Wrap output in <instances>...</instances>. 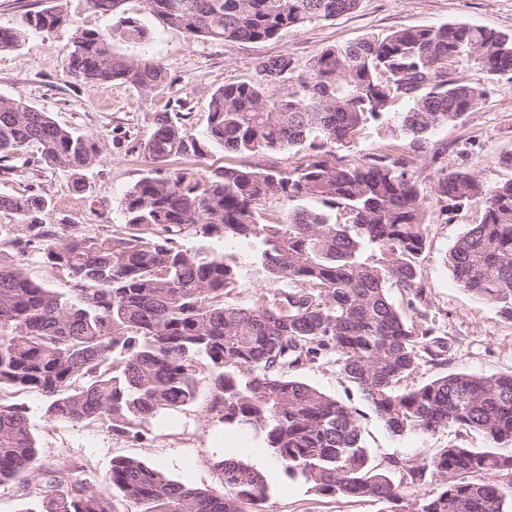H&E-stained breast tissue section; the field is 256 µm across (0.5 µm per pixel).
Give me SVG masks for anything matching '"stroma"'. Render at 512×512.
Returning a JSON list of instances; mask_svg holds the SVG:
<instances>
[{
    "instance_id": "1",
    "label": "stroma",
    "mask_w": 512,
    "mask_h": 512,
    "mask_svg": "<svg viewBox=\"0 0 512 512\" xmlns=\"http://www.w3.org/2000/svg\"><path fill=\"white\" fill-rule=\"evenodd\" d=\"M58 1L69 24L51 32H27L18 47L0 51V94L48 112L57 123L76 133L99 139L103 153L86 176L85 190L78 191L68 172L37 165V152L28 151L27 173L0 172V196L41 193L51 201L43 215L45 224H71L85 236H106L123 226L126 191L157 168L141 144L150 132L153 112L167 101L183 102L182 122L200 137L206 129L211 91L229 81L256 78L255 66L260 59L285 55L302 72L328 47L399 28L466 22L512 32V0H359L353 12L312 20L269 41L218 45L190 40L182 30L160 25L145 0H124L120 9L110 14L88 10L84 0ZM125 19L140 25L148 41L142 47L121 43L117 49L126 54L145 50L160 61L173 80L162 94L147 97L126 84L79 81L67 72V54L76 28L107 34ZM453 77L484 85L486 95L461 121L438 128L412 166L426 207L427 246L418 260L426 300L411 308L403 290L393 286L389 293L416 328L428 325L436 335L447 338L451 346L448 371L508 376L512 374V317L465 291L446 263V255L459 236L480 221L481 205L472 203L448 218L441 215L428 161L432 153L440 151L448 163L471 169L486 184L512 180V166L500 160L503 153L512 150V78L487 81L470 63L460 64ZM308 160L303 149L258 157L228 153L213 143L203 156L175 157L166 167L187 168L202 175L220 166L258 164L289 171ZM290 374L362 410V434L376 462L383 464L392 457L420 460L452 442L469 448L486 445L477 433L452 429L426 436H391L336 363H304L293 367ZM19 400L29 410L43 466L69 468L77 479L100 490L106 486L113 458L132 455L163 467L177 481L219 495L234 494L211 462L229 449L248 447L249 442L225 430L216 417L198 411L178 412L153 420L143 437H120L103 425L47 421L43 416L45 399L40 394L24 393ZM251 460L265 469L271 487L262 512H386L377 501L311 491L302 480L286 477L264 449H254Z\"/></svg>"
}]
</instances>
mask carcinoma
<instances>
[{
  "instance_id": "1",
  "label": "carcinoma",
  "mask_w": 512,
  "mask_h": 512,
  "mask_svg": "<svg viewBox=\"0 0 512 512\" xmlns=\"http://www.w3.org/2000/svg\"><path fill=\"white\" fill-rule=\"evenodd\" d=\"M114 13L123 0H85ZM150 14L193 39L259 42L314 19L354 10L358 0H146ZM67 22L57 6L25 14V25L52 31ZM145 43L127 21L107 36L76 31L68 72L76 80L129 84L144 95L171 84L164 65L114 52L115 42ZM474 61L488 79L512 77V33L465 22L408 27L323 50L307 73L288 56L259 61V78L210 94L204 139L153 113L142 143L152 160L201 155L208 143L248 155L303 147L311 160L292 171L225 166L200 177L159 169L125 193L124 230L106 238L50 229V205L33 192L0 196L28 235L0 225V242L25 256L40 252L66 274L65 293L33 282L22 261L0 254V485L18 481L39 512H114L110 494L66 468L43 471L27 407L2 394L37 392L49 421L102 424L124 436L162 414L200 407L253 439L290 478L328 496L371 499L388 512H509L512 509V376L457 371L409 386L423 367L448 363V342L405 320L388 288L424 303L417 260L426 247L423 197L411 173L435 129L459 121L484 96L451 78ZM288 85V92L275 89ZM399 100L404 112L393 111ZM370 123L386 136L352 162L336 157ZM30 148L38 162L70 172L77 189L99 163V141L56 123L49 113L0 95V160ZM440 212L478 200L483 214L446 255L457 283L512 317V180L487 185L471 170L432 155ZM292 204L288 222L262 224L269 200ZM195 237L194 251L177 246ZM245 240L252 261L217 253L210 241ZM245 275L265 287L252 306L225 296ZM335 359L394 437L458 428L481 434L485 448L452 443L415 463L372 462L357 409L289 370ZM213 467L232 497L175 481L138 458L116 456L112 489L139 512H259L264 473L248 457ZM437 481L414 502L408 489Z\"/></svg>"
}]
</instances>
